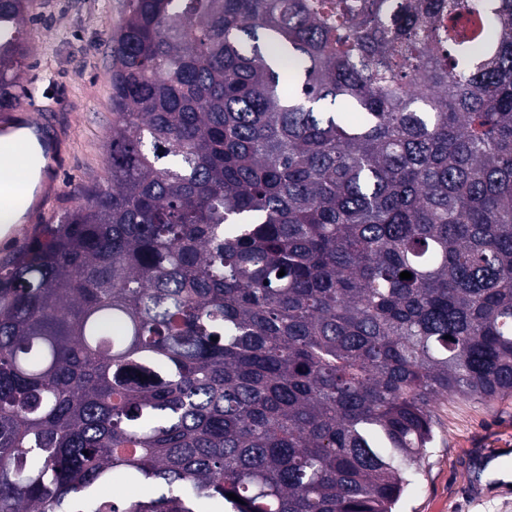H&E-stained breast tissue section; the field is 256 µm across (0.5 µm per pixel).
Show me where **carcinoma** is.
Listing matches in <instances>:
<instances>
[{
    "label": "carcinoma",
    "instance_id": "carcinoma-1",
    "mask_svg": "<svg viewBox=\"0 0 512 512\" xmlns=\"http://www.w3.org/2000/svg\"><path fill=\"white\" fill-rule=\"evenodd\" d=\"M111 53L105 181L0 263V512H396L512 395V0H126Z\"/></svg>",
    "mask_w": 512,
    "mask_h": 512
}]
</instances>
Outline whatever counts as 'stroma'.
Here are the masks:
<instances>
[{
  "label": "stroma",
  "instance_id": "1",
  "mask_svg": "<svg viewBox=\"0 0 512 512\" xmlns=\"http://www.w3.org/2000/svg\"><path fill=\"white\" fill-rule=\"evenodd\" d=\"M125 0H31L28 53L19 102L49 114L57 169L39 195L50 217L72 205V192L106 177L112 130L109 81L112 30ZM423 470L406 488L399 512H512V484L475 483L474 457L512 463V396L489 405L445 401Z\"/></svg>",
  "mask_w": 512,
  "mask_h": 512
}]
</instances>
